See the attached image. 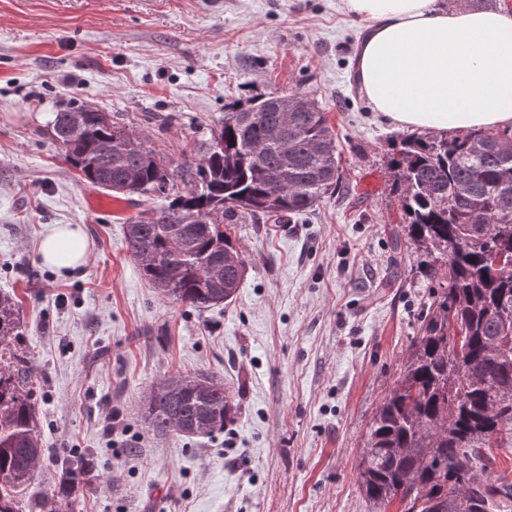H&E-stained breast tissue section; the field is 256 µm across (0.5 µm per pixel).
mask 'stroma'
Returning a JSON list of instances; mask_svg holds the SVG:
<instances>
[{"label": "stroma", "mask_w": 512, "mask_h": 512, "mask_svg": "<svg viewBox=\"0 0 512 512\" xmlns=\"http://www.w3.org/2000/svg\"><path fill=\"white\" fill-rule=\"evenodd\" d=\"M365 27L344 0H0V290L19 301L49 450L23 503L66 485L74 512H372L356 464L428 283L413 248L390 247L405 131L355 83ZM292 93L326 112L341 185L300 215L231 225L247 275L204 311L161 298L126 252L125 219L158 198L92 187L50 136L77 98L177 163L225 105ZM58 224L82 226V271L42 264ZM197 370L223 378L236 419L154 437L142 392ZM87 451L94 471L67 485L59 458Z\"/></svg>", "instance_id": "obj_1"}]
</instances>
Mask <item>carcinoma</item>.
I'll return each instance as SVG.
<instances>
[{
    "label": "carcinoma",
    "instance_id": "1",
    "mask_svg": "<svg viewBox=\"0 0 512 512\" xmlns=\"http://www.w3.org/2000/svg\"><path fill=\"white\" fill-rule=\"evenodd\" d=\"M79 116L82 133L71 135ZM54 141L89 184L166 204L126 219L127 252L142 280L199 311L232 301L246 260L224 224L261 213L299 214L336 191L340 152L326 113L309 100L283 119L270 96L224 112L201 156L173 164L147 138L74 100L56 113ZM389 169L429 283L418 335L377 406L357 463L374 512H512V479L493 475L489 451L512 431V131H424L403 137ZM16 298L0 292V512H23L18 493L38 470L36 377L17 349ZM223 379L209 371L149 386L141 417L158 438L207 437L236 418ZM74 476L90 466L60 460ZM28 512H62V497Z\"/></svg>",
    "mask_w": 512,
    "mask_h": 512
}]
</instances>
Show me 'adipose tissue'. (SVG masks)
Segmentation results:
<instances>
[{
  "label": "adipose tissue",
  "instance_id": "1",
  "mask_svg": "<svg viewBox=\"0 0 512 512\" xmlns=\"http://www.w3.org/2000/svg\"><path fill=\"white\" fill-rule=\"evenodd\" d=\"M367 23L357 79L374 109L401 127L467 132L512 127V13L437 0H345ZM44 265L75 271L89 260L81 225L46 234Z\"/></svg>",
  "mask_w": 512,
  "mask_h": 512
}]
</instances>
